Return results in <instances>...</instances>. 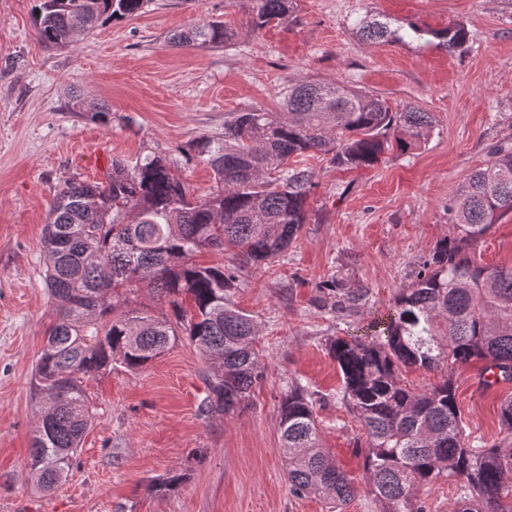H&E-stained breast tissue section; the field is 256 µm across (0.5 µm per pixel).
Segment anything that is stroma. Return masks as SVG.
Segmentation results:
<instances>
[{
    "mask_svg": "<svg viewBox=\"0 0 512 512\" xmlns=\"http://www.w3.org/2000/svg\"><path fill=\"white\" fill-rule=\"evenodd\" d=\"M36 0H0V512H329L294 495L285 478L278 407L288 386L316 402L324 447L357 488L344 512H380L363 472L366 435L341 402L334 338L386 312L420 263L451 231L448 203L497 143L512 141V0H296L288 20L252 29L249 0H146L65 46L43 44ZM423 30L422 39L360 40L356 20ZM208 19L237 32L227 48L176 47L174 33ZM460 24L451 52L435 31ZM339 82L381 96L392 110L429 112L426 146L393 150L370 168L306 158L314 173L307 221L288 252L248 273L236 305L254 316L264 375L244 412L207 413L212 366L180 339L144 369L117 365L91 378L92 424L67 480L35 489L29 467L39 399L34 361L53 320L44 283L49 205L65 181L107 183L100 159L166 155L189 193L217 184L187 160L200 134L224 130L227 113L282 109L288 85ZM103 104L109 123L79 104ZM476 257L512 264V214L483 238ZM363 288L356 314L336 313L322 281ZM474 362L452 373L456 402L476 448L511 433L500 404L512 381L485 386ZM183 475L173 491L151 485Z\"/></svg>",
    "mask_w": 512,
    "mask_h": 512,
    "instance_id": "1",
    "label": "stroma"
}]
</instances>
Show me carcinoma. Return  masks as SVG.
<instances>
[{"label": "carcinoma", "instance_id": "cac0c4a2", "mask_svg": "<svg viewBox=\"0 0 512 512\" xmlns=\"http://www.w3.org/2000/svg\"><path fill=\"white\" fill-rule=\"evenodd\" d=\"M145 0H40L37 35L47 45L72 43L109 19L139 12ZM257 29L290 16L294 0H250ZM366 41L420 38L379 20L359 22ZM452 51L463 46L462 25L432 32ZM236 32L208 20L173 35L178 46L224 47ZM429 113L414 106L392 111L378 95L336 82L302 80L288 88L283 111L235 112L224 135H202L189 151L214 172L217 189L187 194L158 153L134 164L112 159L108 184L67 181L56 195L43 237L45 283L57 317L35 363L32 387L42 407L31 444L37 488L66 481L91 425L84 380L114 363L147 367L184 335L207 362L206 412L230 414L248 406L263 378L258 326L231 300L240 273L262 268L298 239L307 220L313 172L308 153L331 156L339 167H371L390 149L426 145ZM512 213V144L491 151L459 195L448 203L453 233L438 240L409 288L390 311L358 335L329 342L341 394L366 431L363 469L382 512H425L419 486L457 482V512H512V441L474 448L468 441L451 377L424 389L403 371H451L483 363V384L512 379V266L478 262L476 247ZM236 249V265L201 266V249ZM146 286L167 300L173 316L128 310L121 303ZM336 311L355 313L365 289L331 279ZM190 302L191 308L184 307ZM285 473L297 496L340 506L355 494L353 480L321 446L315 405L296 384L279 405Z\"/></svg>", "mask_w": 512, "mask_h": 512}]
</instances>
